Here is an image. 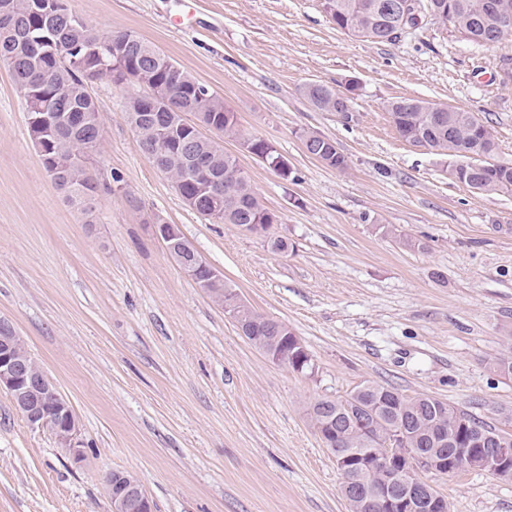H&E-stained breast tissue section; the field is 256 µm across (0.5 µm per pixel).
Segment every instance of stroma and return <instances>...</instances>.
Wrapping results in <instances>:
<instances>
[{
  "mask_svg": "<svg viewBox=\"0 0 512 512\" xmlns=\"http://www.w3.org/2000/svg\"><path fill=\"white\" fill-rule=\"evenodd\" d=\"M99 32L150 41L223 98L288 163L283 178L228 140L268 235L188 207L141 151L109 78L88 91L102 140L94 221L46 173L25 101L0 65V320L77 416L83 458L0 392V512H112L105 475L136 476L156 512H348L333 453L310 425L319 399L371 382L434 397L512 434V194L478 195L453 157L397 133L399 98L473 112L512 163V35L492 47L434 20L392 42L336 30L320 0H67ZM352 89L351 112L302 87ZM335 141L344 170L309 155ZM180 225L201 256L309 350L313 375L241 336L154 233ZM288 242L273 251L270 238ZM448 512H512V481L426 474ZM349 93H353L352 89L346 88V92H344L320 82L308 83L302 89V94L310 105L319 111L325 112H341L339 110V97L341 96H346L351 108L352 97Z\"/></svg>",
  "mask_w": 512,
  "mask_h": 512,
  "instance_id": "1",
  "label": "stroma"
}]
</instances>
